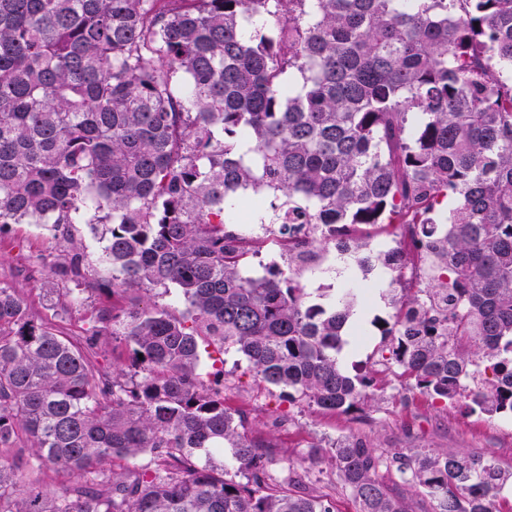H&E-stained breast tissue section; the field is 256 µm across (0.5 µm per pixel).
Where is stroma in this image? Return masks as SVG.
Returning <instances> with one entry per match:
<instances>
[{
  "mask_svg": "<svg viewBox=\"0 0 512 512\" xmlns=\"http://www.w3.org/2000/svg\"><path fill=\"white\" fill-rule=\"evenodd\" d=\"M58 246L39 224H16L0 237V284L13 288L36 319L56 323L65 335L84 340L93 307L106 300L96 291L80 294L67 313H58L49 293L51 281L40 264ZM203 372H224V404L244 415L249 433L271 447L270 475L279 482L301 476L310 490L327 496L336 512H357L342 489L330 450L337 440L361 437L367 447L387 454L403 448L454 449L495 459L512 471V416L488 417L410 391L393 382L378 391L364 416L331 413L305 402L289 403L281 389L260 383L240 353L202 344Z\"/></svg>",
  "mask_w": 512,
  "mask_h": 512,
  "instance_id": "stroma-1",
  "label": "stroma"
}]
</instances>
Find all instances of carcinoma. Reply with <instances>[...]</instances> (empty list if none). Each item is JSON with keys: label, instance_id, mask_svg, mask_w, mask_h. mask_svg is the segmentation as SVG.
<instances>
[{"label": "carcinoma", "instance_id": "cac0c4a2", "mask_svg": "<svg viewBox=\"0 0 512 512\" xmlns=\"http://www.w3.org/2000/svg\"><path fill=\"white\" fill-rule=\"evenodd\" d=\"M241 211L288 236L260 277L243 261L264 238L242 244ZM410 214L428 305L374 246ZM82 222L106 226L98 280ZM13 224L57 242V308L86 290L123 303L78 342L0 285V512H335L271 481L198 339L292 401L362 411L373 370L337 355L365 300L312 304L302 284L299 234L325 224V253L389 280L392 313L371 325L405 385L512 414V0H0V234ZM171 285L179 315L133 297ZM102 336L125 342L127 368L98 365ZM226 449L246 481L214 465ZM331 453L358 512H409L382 468L434 512H500L512 482L477 453L354 437ZM55 468L67 481L50 493Z\"/></svg>", "mask_w": 512, "mask_h": 512}]
</instances>
